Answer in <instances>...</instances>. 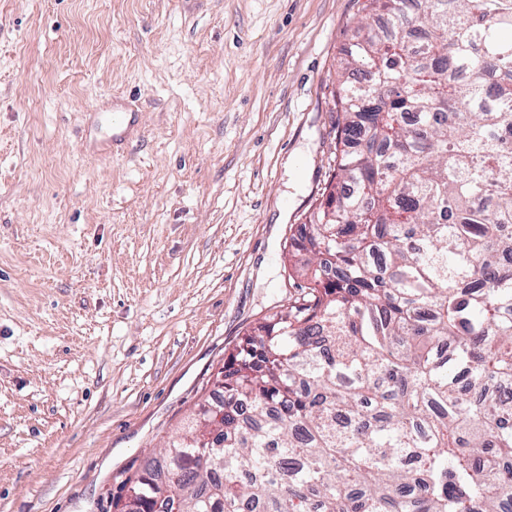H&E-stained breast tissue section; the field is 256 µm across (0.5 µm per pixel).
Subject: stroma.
Returning a JSON list of instances; mask_svg holds the SVG:
<instances>
[{
	"instance_id": "stroma-1",
	"label": "stroma",
	"mask_w": 512,
	"mask_h": 512,
	"mask_svg": "<svg viewBox=\"0 0 512 512\" xmlns=\"http://www.w3.org/2000/svg\"><path fill=\"white\" fill-rule=\"evenodd\" d=\"M365 0H0V512H101L301 294ZM140 133L89 152L88 112ZM109 114V131L110 135L108 138L100 141L96 145V151L99 154L107 153L111 151L112 144L118 140H122L130 134L134 129V121L132 122V116H138L139 112H135V109L129 102L119 101L115 103L113 101L112 107L103 111ZM131 117L128 118V115Z\"/></svg>"
}]
</instances>
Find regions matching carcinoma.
<instances>
[{
	"mask_svg": "<svg viewBox=\"0 0 512 512\" xmlns=\"http://www.w3.org/2000/svg\"><path fill=\"white\" fill-rule=\"evenodd\" d=\"M366 8L302 296L112 512H512V0Z\"/></svg>",
	"mask_w": 512,
	"mask_h": 512,
	"instance_id": "carcinoma-1",
	"label": "carcinoma"
}]
</instances>
